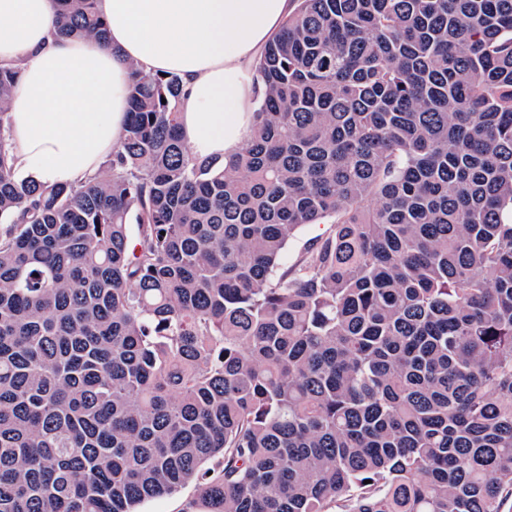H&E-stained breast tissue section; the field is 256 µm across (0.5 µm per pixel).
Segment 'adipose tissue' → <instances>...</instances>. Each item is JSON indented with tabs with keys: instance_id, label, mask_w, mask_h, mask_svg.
Wrapping results in <instances>:
<instances>
[{
	"instance_id": "obj_1",
	"label": "adipose tissue",
	"mask_w": 512,
	"mask_h": 512,
	"mask_svg": "<svg viewBox=\"0 0 512 512\" xmlns=\"http://www.w3.org/2000/svg\"><path fill=\"white\" fill-rule=\"evenodd\" d=\"M55 0H0V67L21 65L4 134L16 179L76 185L123 137L133 71L176 75L183 141L228 161L252 124L254 64L292 0H98L108 39L62 38Z\"/></svg>"
}]
</instances>
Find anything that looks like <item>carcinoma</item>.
Listing matches in <instances>:
<instances>
[{"label": "carcinoma", "instance_id": "obj_1", "mask_svg": "<svg viewBox=\"0 0 512 512\" xmlns=\"http://www.w3.org/2000/svg\"><path fill=\"white\" fill-rule=\"evenodd\" d=\"M255 72L226 165L139 71L78 186L17 181L0 137V512L512 500V0H299ZM328 227L329 225L327 224H309L297 228L284 254V263H288V266L291 265L303 246L317 235L323 233ZM196 497V488L190 483L171 496L146 502L141 510L143 512H187Z\"/></svg>", "mask_w": 512, "mask_h": 512}]
</instances>
